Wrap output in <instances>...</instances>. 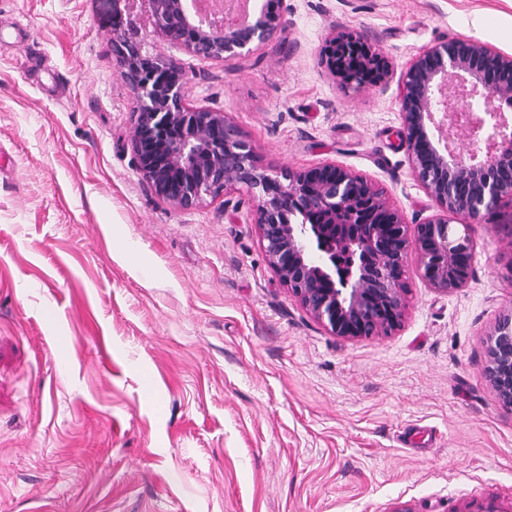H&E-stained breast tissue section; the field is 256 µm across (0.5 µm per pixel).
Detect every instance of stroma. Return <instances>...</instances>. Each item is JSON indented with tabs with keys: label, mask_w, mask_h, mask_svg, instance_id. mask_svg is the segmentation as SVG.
<instances>
[{
	"label": "stroma",
	"mask_w": 512,
	"mask_h": 512,
	"mask_svg": "<svg viewBox=\"0 0 512 512\" xmlns=\"http://www.w3.org/2000/svg\"><path fill=\"white\" fill-rule=\"evenodd\" d=\"M280 39L197 59L152 36L260 165L335 163L407 227L438 206L401 125L406 64L450 39L512 54V0H282ZM113 0H0V512H447L512 484V410L484 375L512 306V208L469 226L441 292L416 256L387 336L332 335L269 267L245 189L193 210L157 197L131 146ZM374 39L386 91L320 61L333 26Z\"/></svg>",
	"instance_id": "1"
}]
</instances>
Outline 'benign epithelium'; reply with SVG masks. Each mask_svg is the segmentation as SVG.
<instances>
[{"label":"benign epithelium","mask_w":512,"mask_h":512,"mask_svg":"<svg viewBox=\"0 0 512 512\" xmlns=\"http://www.w3.org/2000/svg\"><path fill=\"white\" fill-rule=\"evenodd\" d=\"M125 2L126 18L114 26L112 51L136 103L131 143L137 167L151 190L172 206L189 210L244 187L255 200L251 223L259 231L279 282L332 334L355 339L385 336L400 327L405 310L403 279L414 251L429 285L441 292L468 282L473 260L469 234L448 215L462 213L481 224L512 207V118L494 100L512 97V56L479 40H448L414 57L399 83L402 127L417 181L440 213L407 234L402 215L372 181L336 164L276 174L257 163L253 146L223 112L193 106L189 77L173 60L145 49L147 26L172 46L200 60L247 56L274 41L282 0L251 2L245 24L224 17L202 19L194 0ZM322 64L344 85L386 90L387 57L362 35L334 30ZM470 100L458 117V98ZM476 148H457L460 134ZM301 217L293 224L290 217ZM319 237L324 255L304 243ZM349 244L351 263L344 292L323 269L336 261V240ZM485 377L505 408L512 409V307L502 311L485 344Z\"/></svg>","instance_id":"7a95c632"}]
</instances>
